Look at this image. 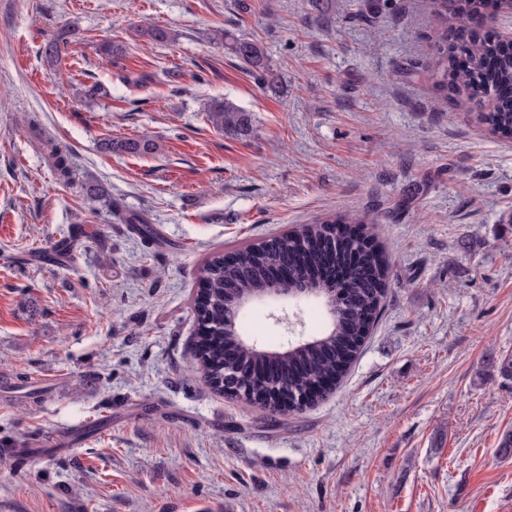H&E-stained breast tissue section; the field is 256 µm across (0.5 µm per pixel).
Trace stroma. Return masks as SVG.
Listing matches in <instances>:
<instances>
[{
	"label": "stroma",
	"instance_id": "stroma-1",
	"mask_svg": "<svg viewBox=\"0 0 512 512\" xmlns=\"http://www.w3.org/2000/svg\"><path fill=\"white\" fill-rule=\"evenodd\" d=\"M247 2L0 0V441L29 443L0 512H512V379L482 370L512 359V140L435 83L457 24L430 0ZM224 97L251 136L209 123ZM129 137L158 150L102 148ZM334 213L381 236L382 317L334 394L274 421L194 375L196 272ZM271 311L241 327L273 349ZM224 40L226 52L242 63L245 70L255 76L264 89H274L279 83V75L268 62L263 47L254 40L240 38L224 30L218 33ZM105 145L111 152L132 156L151 155L157 150L156 143L147 137L111 139Z\"/></svg>",
	"mask_w": 512,
	"mask_h": 512
}]
</instances>
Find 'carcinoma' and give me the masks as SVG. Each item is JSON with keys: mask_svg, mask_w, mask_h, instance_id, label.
Masks as SVG:
<instances>
[{"mask_svg": "<svg viewBox=\"0 0 512 512\" xmlns=\"http://www.w3.org/2000/svg\"><path fill=\"white\" fill-rule=\"evenodd\" d=\"M438 20L468 21L477 13V0H432ZM226 52L242 63L264 89H274L279 75L268 62L263 47L256 41L241 38L229 31L221 33ZM67 45L66 32L61 30L45 43L44 54L53 59ZM467 65L459 67L454 51L448 45L438 46L435 82L457 96L456 106L469 109L474 102L489 105L480 114L488 131L501 139H512V105L506 101L496 105L494 98L503 89H512V54L488 38L474 35L459 47ZM207 120L218 131L236 137L253 132L250 112L232 101L214 102ZM106 149L132 156L152 155L156 143L147 138L111 139ZM353 216L336 215L320 224H304L259 243L233 246L236 261L224 268V258L217 251L204 260L197 278L201 299L195 307L197 335L209 337L214 345L201 352L195 371L212 389L230 399H240L256 410L273 417L287 413L275 401L274 393L287 387L302 391L315 384L319 400L331 393L355 361L365 340L378 320L385 298L389 265L374 235L360 232L347 235V225L360 224ZM332 259L342 269V280L332 284L318 276V267ZM288 264L297 287L325 288L336 296L331 305L330 326L323 336H311L288 343V352L278 359V369L264 366L266 358L246 346L240 366L251 378L248 388L227 392L224 387V319H232L237 306L224 300V279L237 281L247 292H263L279 287L272 270Z\"/></svg>", "mask_w": 512, "mask_h": 512, "instance_id": "obj_1", "label": "carcinoma"}]
</instances>
